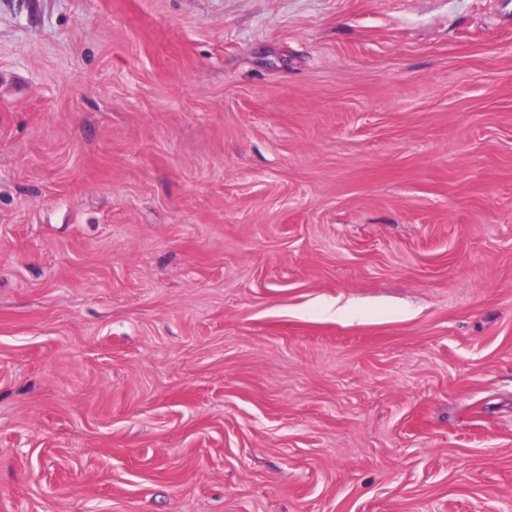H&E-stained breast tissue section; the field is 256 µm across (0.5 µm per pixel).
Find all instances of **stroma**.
I'll return each instance as SVG.
<instances>
[{"instance_id": "stroma-1", "label": "stroma", "mask_w": 512, "mask_h": 512, "mask_svg": "<svg viewBox=\"0 0 512 512\" xmlns=\"http://www.w3.org/2000/svg\"><path fill=\"white\" fill-rule=\"evenodd\" d=\"M0 512H512V0H0Z\"/></svg>"}]
</instances>
